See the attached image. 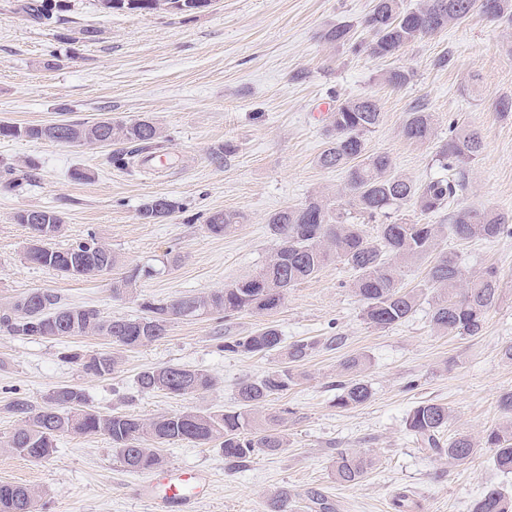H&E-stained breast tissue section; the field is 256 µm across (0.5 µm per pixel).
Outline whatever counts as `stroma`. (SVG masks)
<instances>
[{"label": "stroma", "mask_w": 512, "mask_h": 512, "mask_svg": "<svg viewBox=\"0 0 512 512\" xmlns=\"http://www.w3.org/2000/svg\"><path fill=\"white\" fill-rule=\"evenodd\" d=\"M23 2L0 0V121L25 126L150 117L168 137L167 157L153 174L141 176L110 166L107 146L0 138V165L21 167L29 159L37 164L33 185L0 190V304L44 289L71 307L135 317L141 299L170 301L242 279L274 251L267 229L271 213L304 203L318 190L341 195L343 173L318 167L316 158L326 147L329 111L343 98L372 96L381 121L366 141L367 151L388 154L396 171L416 183L438 173L436 155L449 126L476 130L483 150L467 168V188L454 205L512 213V112L499 109L500 102H512V58L506 53L512 28L481 10L381 59L320 38L340 21L360 28L373 0H211L192 18L107 12L98 0H63L52 23L23 12ZM86 28L95 30L94 39L83 38ZM358 36L367 33L360 28ZM448 51L451 63L438 67ZM391 69L409 71V84L386 85L382 75ZM421 99L437 128L430 142L417 145L405 139L403 126ZM77 169L85 179L73 178ZM161 195L177 201L179 212L162 224L142 223L140 205ZM43 207L64 219L56 247L92 231L121 256L123 268L85 280L26 261L29 231L15 216ZM216 210L240 212L245 220L230 234H210L204 220ZM440 249L458 254L469 272L493 267L500 274L502 298L481 335L437 334L427 296L402 324L373 327L352 291V271L340 263L290 288L275 312L176 319L164 339L132 350H115L100 336L0 334V446L19 424L6 404L20 396L44 405L61 384L82 388L89 408L102 414L151 418L235 409L238 382L262 376L280 360L220 346L225 338L271 323L285 342L317 343L306 361L293 364L295 385L267 406L282 415L288 446L231 470L216 449L187 441L164 445L165 470L211 476L210 491L194 512H263L267 495L280 488L295 494L296 512H309L316 494L339 512H391V498L402 491L419 503V512H469L492 483L512 494V475L499 474L480 446L502 420L500 395L512 391V362L501 355L512 344V236L451 237ZM170 252L180 257L176 265L166 262ZM132 265L152 267L155 274L138 282L136 295L113 293L124 267ZM336 336L342 344L330 347ZM67 349L115 350L120 362L111 375L96 377L61 360ZM350 355L368 358L365 379L373 396L343 409L336 405L344 380L339 364ZM169 364L205 370L214 385L181 397L138 391V373ZM423 400L448 405L445 437L466 433L477 441L467 464L420 449L406 418ZM343 449L376 460L353 485L330 475ZM143 479L121 464L104 435L62 437L43 460L0 449V483L39 492L45 512H152L137 494Z\"/></svg>", "instance_id": "35a3bbf8"}]
</instances>
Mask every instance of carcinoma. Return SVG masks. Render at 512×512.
Here are the masks:
<instances>
[{"label": "carcinoma", "instance_id": "obj_1", "mask_svg": "<svg viewBox=\"0 0 512 512\" xmlns=\"http://www.w3.org/2000/svg\"><path fill=\"white\" fill-rule=\"evenodd\" d=\"M157 0H112L111 11L153 12ZM476 0H423L416 8H406L402 0H375L362 25L370 40L359 41L351 25L331 24L323 39L330 45H348L356 53L367 52L384 58L398 54L404 47L436 34L451 24L464 20ZM24 9L31 16L49 21L52 4L29 0ZM482 11L491 19L512 24V0H481ZM381 112L369 97L337 101L331 110L326 148L317 164L345 174L343 192L347 207L338 208L322 194L309 196L304 203L285 207L270 215L268 228L275 240L270 259L249 276L215 291L184 296L171 302L145 299L142 315L135 318L107 317L94 308L60 304L54 293L35 289L0 306V333L18 337L54 339L59 336H102L112 343L135 348L167 336L176 318L222 314L226 317L246 310L271 313L283 303L288 289L315 277L325 266L342 263L354 272L352 289L362 302L363 316L378 329L393 328L408 319L415 307L432 290L431 323L440 333L456 332L478 336L486 318L500 300V275L494 268L470 274L452 252L439 254L422 288L404 290L399 285L402 263L420 260L438 250L448 236L458 239L494 240L512 233V215L488 209L460 208L448 213V223L429 224L423 217L445 209L466 190L465 169L482 149L479 135L466 128L455 131L440 150L438 177L421 184L394 173L392 162L384 153L366 152V137L379 125ZM404 137L424 144L434 136L433 113L425 105H416L408 113ZM0 137L24 138L33 142L72 145L124 144L126 148L109 156L118 169L133 171L146 166L164 150L161 126L149 118L131 121L101 119L93 124L72 121L63 127L52 125L17 126L0 124ZM412 207L414 217L401 215ZM179 204L166 197H153L138 210L145 224H160L171 218ZM16 223L26 225L31 235L24 257L32 263L49 267L66 277L95 278L112 270L118 257L112 249L90 232L66 248L52 246L63 235L64 220L50 208L28 209L15 215ZM235 211L219 210L206 218L207 230L226 235L243 223ZM377 225L376 236L363 231V222ZM42 224L53 227L51 238L34 234ZM153 270L135 267L113 291L131 294L138 281L150 277ZM26 304L27 315L20 314ZM314 341L282 345V336L273 324L224 342L227 352L245 355L278 354L287 363L306 360L316 349ZM102 354L63 352L61 358L79 364L89 375H109L119 364L116 354L107 355L108 366H99ZM348 381L341 384L336 406L356 407L372 395L363 379L366 358L350 356L342 363ZM295 376L288 367H278L257 378L238 384L237 408L231 411H183L141 419L123 413L101 414L87 407L85 393L73 386L55 387L43 406L17 397L8 411L20 417V425L4 444V451L42 460L49 457L57 440L68 434L105 435L126 468L133 472H152L164 465L159 447L175 441L200 445L213 444L224 455L230 469L247 466L258 453L275 455L288 447V434L274 426L279 417H263L260 409L275 395L288 390ZM142 393L163 392L184 396L213 386L204 370L180 365H165L142 371L137 377ZM504 421L484 436L494 467L512 474V392L500 397ZM448 405L431 400L419 402L406 418V428L422 449L446 455L457 464L466 463L474 454L471 436L457 433L442 447L441 432L448 426ZM374 465L365 454L342 450L337 453L332 475L341 484L359 482ZM294 495L278 489L267 496L263 512H293ZM44 505L33 489L17 484H0V512H41ZM471 512H512V495L489 487L474 500Z\"/></svg>", "mask_w": 512, "mask_h": 512}]
</instances>
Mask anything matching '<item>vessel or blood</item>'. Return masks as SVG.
I'll use <instances>...</instances> for the list:
<instances>
[{
	"mask_svg": "<svg viewBox=\"0 0 512 512\" xmlns=\"http://www.w3.org/2000/svg\"><path fill=\"white\" fill-rule=\"evenodd\" d=\"M209 486L210 478L203 471H183L147 485L142 495L160 512H191Z\"/></svg>",
	"mask_w": 512,
	"mask_h": 512,
	"instance_id": "obj_1",
	"label": "vessel or blood"
}]
</instances>
